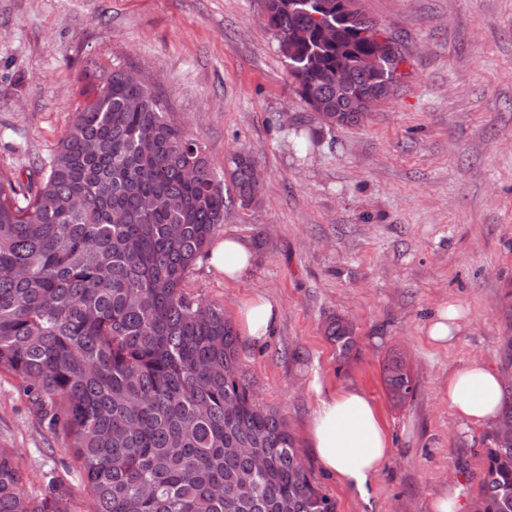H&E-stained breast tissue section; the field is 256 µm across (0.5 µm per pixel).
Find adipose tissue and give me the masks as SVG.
Masks as SVG:
<instances>
[{
  "mask_svg": "<svg viewBox=\"0 0 512 512\" xmlns=\"http://www.w3.org/2000/svg\"><path fill=\"white\" fill-rule=\"evenodd\" d=\"M208 259L225 280L234 281L250 270L252 248L241 238L228 236L211 248ZM279 317L278 306L257 295L241 305L237 325L242 336L261 343L270 337ZM310 388L317 404L308 437L319 465L343 486L363 488L391 454L390 436L376 404L356 387L328 390L315 378ZM501 398V379L484 363H471L448 377V405L463 427L496 422Z\"/></svg>",
  "mask_w": 512,
  "mask_h": 512,
  "instance_id": "ef3b65f1",
  "label": "adipose tissue"
}]
</instances>
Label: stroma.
<instances>
[{"label": "stroma", "instance_id": "1", "mask_svg": "<svg viewBox=\"0 0 512 512\" xmlns=\"http://www.w3.org/2000/svg\"><path fill=\"white\" fill-rule=\"evenodd\" d=\"M403 43L394 94L355 127L324 126L300 100L264 0H0V168L31 176L64 136L87 71L120 64L151 84L198 137L216 176L250 150L264 174L258 204L229 206L222 235L268 237L254 267L225 282L200 259L186 292L229 318L255 295L276 302L272 336L239 339L240 367L261 404L279 411L337 512H431L444 491L475 512L493 426L465 430L448 377L474 361L501 368L512 320V0H360ZM316 144L296 153L293 129ZM462 329L425 336L442 304ZM338 314L359 350L340 366L323 333ZM405 358L417 383L395 404L383 367ZM354 386L378 406L392 454L364 490L342 487L307 445L316 407L308 383ZM0 448L17 455L28 496L64 477L92 512L83 477L17 380L0 373Z\"/></svg>", "mask_w": 512, "mask_h": 512}]
</instances>
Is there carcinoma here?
I'll use <instances>...</instances> for the list:
<instances>
[{
    "instance_id": "obj_1",
    "label": "carcinoma",
    "mask_w": 512,
    "mask_h": 512,
    "mask_svg": "<svg viewBox=\"0 0 512 512\" xmlns=\"http://www.w3.org/2000/svg\"><path fill=\"white\" fill-rule=\"evenodd\" d=\"M301 101L327 100L314 74L368 51L376 23L336 0H265ZM322 15L316 20L314 14ZM304 44L288 56V34ZM402 57L381 62L374 94L396 86ZM119 66L84 74L66 135L39 182L0 168V372L23 386L41 420L83 475L94 512H336L315 484L288 423L262 406L239 373L237 333L224 306L186 295L188 273L224 224L227 200L250 207L262 187L250 151L211 170L148 83ZM325 336L346 362L354 324L334 315ZM507 401L487 449L477 512H512V336L505 340ZM390 398L416 382L403 361L384 366ZM18 459L0 448V512H75L74 491L52 476L37 500Z\"/></svg>"
}]
</instances>
